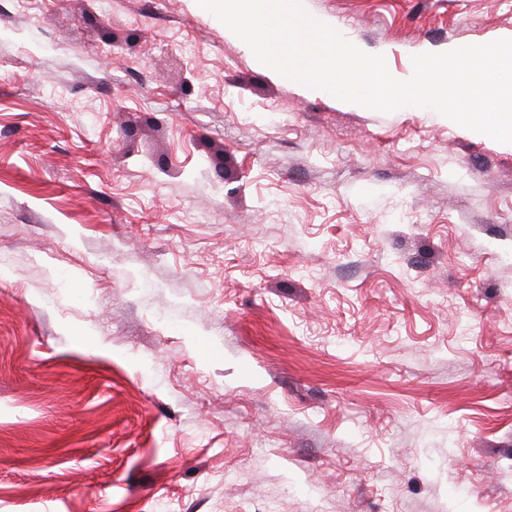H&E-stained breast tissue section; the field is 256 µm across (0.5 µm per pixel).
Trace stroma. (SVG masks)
<instances>
[{"label":"stroma","mask_w":512,"mask_h":512,"mask_svg":"<svg viewBox=\"0 0 512 512\" xmlns=\"http://www.w3.org/2000/svg\"><path fill=\"white\" fill-rule=\"evenodd\" d=\"M303 4L397 75L512 36ZM0 512H512V144L197 0H0Z\"/></svg>","instance_id":"stroma-1"}]
</instances>
